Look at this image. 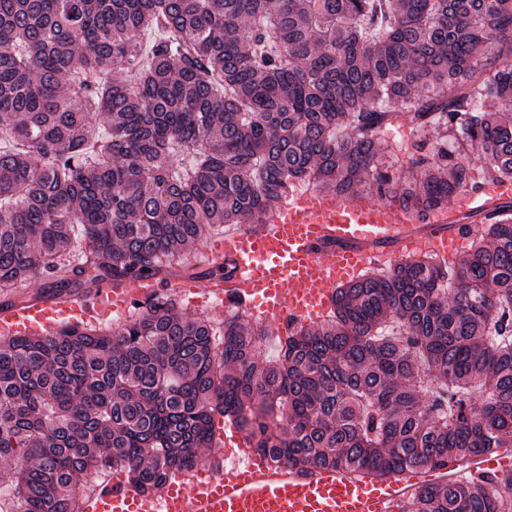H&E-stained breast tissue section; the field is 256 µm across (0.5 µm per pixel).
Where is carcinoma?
I'll return each instance as SVG.
<instances>
[{
	"label": "carcinoma",
	"mask_w": 512,
	"mask_h": 512,
	"mask_svg": "<svg viewBox=\"0 0 512 512\" xmlns=\"http://www.w3.org/2000/svg\"><path fill=\"white\" fill-rule=\"evenodd\" d=\"M491 181H512V0H0L10 301L35 277L57 297L156 276L300 183L423 212ZM267 336L161 294L117 331L0 338V512H81L91 468L156 493L216 415L299 468L387 476L511 447L512 203L452 270L406 257L338 287L272 358ZM399 512H512V472Z\"/></svg>",
	"instance_id": "1"
}]
</instances>
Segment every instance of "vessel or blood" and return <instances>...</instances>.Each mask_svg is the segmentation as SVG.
I'll return each mask as SVG.
<instances>
[{
    "label": "vessel or blood",
    "mask_w": 512,
    "mask_h": 512,
    "mask_svg": "<svg viewBox=\"0 0 512 512\" xmlns=\"http://www.w3.org/2000/svg\"><path fill=\"white\" fill-rule=\"evenodd\" d=\"M510 200L511 182L462 192L450 207L424 213L362 197L339 200L319 191H298L284 197L263 223L239 226L207 244L205 254L223 262V276L185 278L175 282L174 290L189 296L195 308L244 309L282 330L318 322L332 308L336 287L367 268L386 267L412 250L447 265L475 235L477 221L498 217L500 204ZM161 288L152 277L119 278L82 294L4 303L0 334L38 336L64 324L122 317ZM214 443L244 450L236 469L223 479L176 484L159 501L135 495L130 480L114 479L99 487L83 512H396L422 486L512 470V448L390 476L344 467L277 466L246 449L243 434L220 416Z\"/></svg>",
    "instance_id": "1"
}]
</instances>
